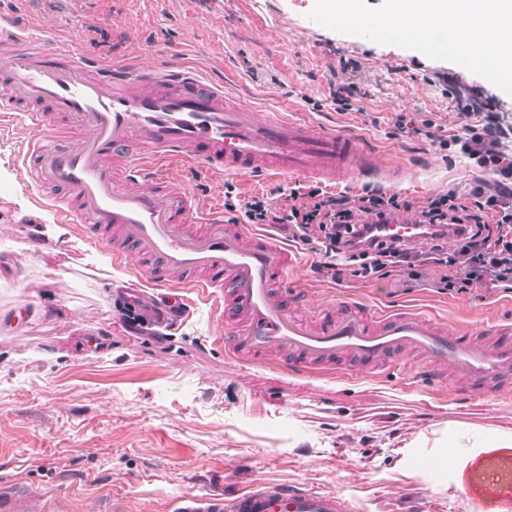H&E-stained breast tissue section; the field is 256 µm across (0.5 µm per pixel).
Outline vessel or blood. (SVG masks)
<instances>
[{
  "mask_svg": "<svg viewBox=\"0 0 512 512\" xmlns=\"http://www.w3.org/2000/svg\"><path fill=\"white\" fill-rule=\"evenodd\" d=\"M20 24L0 19V124L27 113L35 136V187L62 189L52 198L58 217L77 225L92 246L113 260L128 259L137 277L158 291L165 307L183 315L184 289L213 303L224 320V353L253 362L277 355V367L311 375L353 361L352 376L398 364L414 352L428 362L419 381L486 397L512 385V323L492 326V343L470 332L449 333L437 316L417 309L381 313L338 303L296 314L288 302V271L295 253L244 225L201 209L191 193L171 188L166 168L180 163L197 178L212 175L318 178L330 183L387 178L389 164L367 162L358 143L282 113L242 104L183 65L104 63L69 41L43 44L29 55ZM79 133L63 150L49 147L45 132L58 119ZM416 220L386 227L390 236L422 242ZM459 373L449 384V373ZM512 468L505 449L492 448L468 466L458 486L478 512H512V481H485L490 466ZM54 498L23 482L0 487V512H55ZM176 512H354L340 492L302 483L257 481L230 494H184Z\"/></svg>",
  "mask_w": 512,
  "mask_h": 512,
  "instance_id": "b4317fda",
  "label": "vessel or blood"
}]
</instances>
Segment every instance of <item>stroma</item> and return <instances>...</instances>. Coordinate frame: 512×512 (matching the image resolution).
I'll list each match as a JSON object with an SVG mask.
<instances>
[{"mask_svg":"<svg viewBox=\"0 0 512 512\" xmlns=\"http://www.w3.org/2000/svg\"><path fill=\"white\" fill-rule=\"evenodd\" d=\"M315 0H0L38 44L72 40L107 62L152 52L181 58L241 100L294 113L357 138L398 166L384 194L413 210L431 196L466 191L479 173L424 137L396 134L398 117L429 119L438 136L460 133L459 101L481 89L491 111L512 124V96L483 76L394 45L330 30L309 17ZM357 87L348 112L330 94ZM0 130V486L24 481L58 497V512H174L175 499L254 481L301 482L339 491L358 512L406 491L436 512H472L456 491V467L496 435H512V393L482 400L409 382L416 354L357 380L338 370L287 375L269 365L226 358L224 323L212 303L191 316L136 334L120 305L136 285L127 264L91 246L76 227L34 202L27 148L18 131ZM204 205L267 196L293 205L301 178L214 176L187 180ZM38 234L50 249L41 251ZM288 272L292 287L321 307L336 299L380 310L422 307L454 327L477 332L512 322V292L483 283L464 292L431 288L393 272L368 281L317 273L302 245ZM454 453L441 472L413 468L417 455Z\"/></svg>","mask_w":512,"mask_h":512,"instance_id":"1","label":"stroma"}]
</instances>
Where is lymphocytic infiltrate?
I'll list each match as a JSON object with an SVG mask.
<instances>
[{
  "mask_svg": "<svg viewBox=\"0 0 512 512\" xmlns=\"http://www.w3.org/2000/svg\"><path fill=\"white\" fill-rule=\"evenodd\" d=\"M480 91H473L464 106L466 115L480 113L479 124L464 125L462 133L432 137L440 150L464 156L481 171L490 173L495 189L475 182L466 197L448 191L430 198L420 212L428 237L427 251L414 243L385 238L381 225L404 209L396 196L367 194L350 198L309 189L306 202L289 211H273L266 198L236 200L226 196L224 207L243 210L247 223L284 224L296 242L319 255L315 268L323 277L339 280L344 270L367 280L401 270L415 273L426 264L437 267L435 283L442 291H464L473 283L489 282L512 292V155L502 149L512 138V126L495 112L482 109ZM455 249H448V241Z\"/></svg>",
  "mask_w": 512,
  "mask_h": 512,
  "instance_id": "obj_1",
  "label": "lymphocytic infiltrate"
}]
</instances>
